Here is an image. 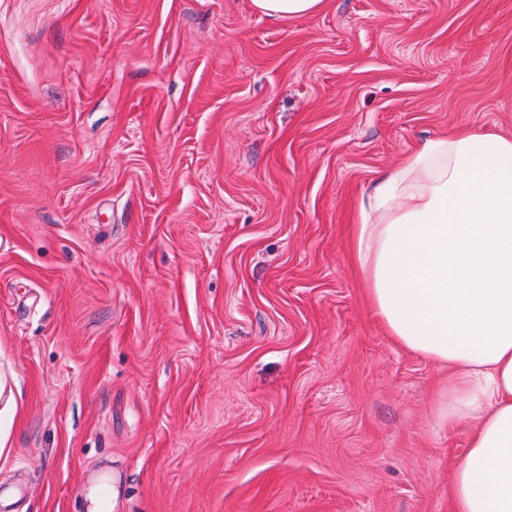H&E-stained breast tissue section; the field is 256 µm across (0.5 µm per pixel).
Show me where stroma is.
Listing matches in <instances>:
<instances>
[{
	"instance_id": "stroma-1",
	"label": "stroma",
	"mask_w": 512,
	"mask_h": 512,
	"mask_svg": "<svg viewBox=\"0 0 512 512\" xmlns=\"http://www.w3.org/2000/svg\"><path fill=\"white\" fill-rule=\"evenodd\" d=\"M462 127L512 136V0H0V512H456L349 231ZM255 9L270 18L298 17L318 11L324 0H252Z\"/></svg>"
}]
</instances>
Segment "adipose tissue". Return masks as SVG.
<instances>
[{"instance_id": "ef3b65f1", "label": "adipose tissue", "mask_w": 512, "mask_h": 512, "mask_svg": "<svg viewBox=\"0 0 512 512\" xmlns=\"http://www.w3.org/2000/svg\"><path fill=\"white\" fill-rule=\"evenodd\" d=\"M352 253L399 346L456 370L442 421L473 422L457 512H512V138L424 141L359 203Z\"/></svg>"}]
</instances>
